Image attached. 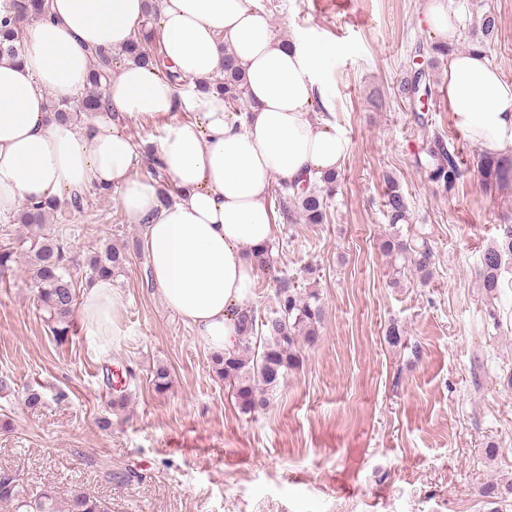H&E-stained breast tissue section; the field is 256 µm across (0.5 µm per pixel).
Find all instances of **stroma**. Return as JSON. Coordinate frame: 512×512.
I'll return each mask as SVG.
<instances>
[{
	"label": "stroma",
	"mask_w": 512,
	"mask_h": 512,
	"mask_svg": "<svg viewBox=\"0 0 512 512\" xmlns=\"http://www.w3.org/2000/svg\"><path fill=\"white\" fill-rule=\"evenodd\" d=\"M426 2L257 0L277 37L330 50L321 116L349 145L327 223L278 220L274 270L257 279L259 312L279 277L314 283L323 306L317 344L269 406L239 409L209 348L162 306L147 255L115 277L117 334L101 345L79 311L55 342L23 259L0 279V471L53 486L62 501L81 485L110 512H486L481 487L512 479V259L492 301L476 269L512 216V184L485 193L474 171L479 150L448 109V59L420 24ZM446 2L460 19L457 52L484 12L498 15L488 56L512 83V0ZM419 64L432 88L423 105L400 93ZM427 130L471 170L455 195L426 178ZM390 176L409 202L403 234H426L434 248L428 281L394 275L379 248ZM66 227L82 254L143 232L114 197H89ZM160 364L171 370L163 393L151 382ZM131 370L128 405L114 408L110 383ZM30 386L42 395L35 408Z\"/></svg>",
	"instance_id": "35a3bbf8"
}]
</instances>
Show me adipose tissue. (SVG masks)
Returning <instances> with one entry per match:
<instances>
[{
	"mask_svg": "<svg viewBox=\"0 0 512 512\" xmlns=\"http://www.w3.org/2000/svg\"><path fill=\"white\" fill-rule=\"evenodd\" d=\"M166 60L191 92L178 98L155 69L126 62L111 79L102 113L81 125L55 122L50 98L76 99L91 50L123 52L138 34L144 0H49L17 57H0V217L27 202L97 186L119 190L130 223L143 227L151 279L164 305L210 350L238 340L235 313L251 306L253 249L272 241L273 181L340 168L347 140L317 116L329 50L277 38L255 0H157ZM232 54L248 87L247 112H229L211 81ZM448 106L458 131L481 151L512 155V84L485 52L448 58ZM185 106L188 122L152 142L178 197L163 202L154 181L133 177L141 155L113 114L155 116ZM120 298L112 280L84 294L87 323L104 327Z\"/></svg>",
	"mask_w": 512,
	"mask_h": 512,
	"instance_id": "ef3b65f1",
	"label": "adipose tissue"
}]
</instances>
